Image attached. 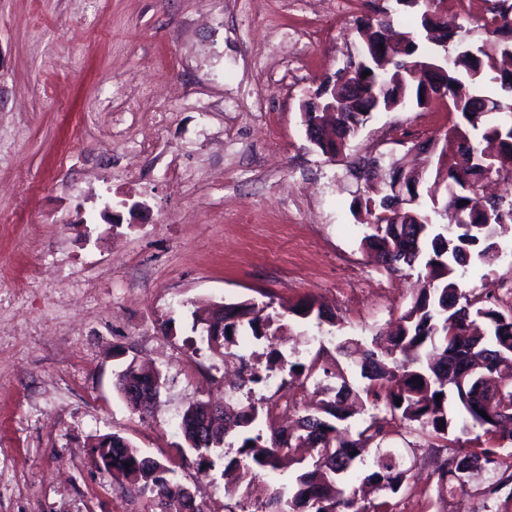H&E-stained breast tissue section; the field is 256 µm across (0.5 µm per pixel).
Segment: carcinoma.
Listing matches in <instances>:
<instances>
[{
    "instance_id": "cac0c4a2",
    "label": "carcinoma",
    "mask_w": 512,
    "mask_h": 512,
    "mask_svg": "<svg viewBox=\"0 0 512 512\" xmlns=\"http://www.w3.org/2000/svg\"><path fill=\"white\" fill-rule=\"evenodd\" d=\"M392 27L391 17H368L360 21L358 30L377 43ZM483 27L493 36L491 43L477 48L473 56L457 58L448 69V102L462 106V122L454 124L452 132L466 147L448 163L446 178L461 187L466 181H482L484 170L479 160L494 144L512 148L508 113L476 119L477 112L498 100L495 88L505 74L497 59H512V0H494ZM416 54L432 56L428 48L413 40L382 70L365 55L353 66L355 76L364 78L378 95L374 111L424 105L421 85L409 74ZM367 71L370 75L363 76ZM337 105L342 109L343 127L336 131V139L317 145L324 155L341 154L346 145L345 127L354 128L369 116L357 111L356 97L342 90ZM368 162L379 163L381 158L363 157L348 165V172L365 184L364 205L375 219L363 245L376 253L378 262L390 273L420 265L427 287L421 289L390 335L377 334L359 350L353 349L350 339L336 347L339 355L359 368L364 385H350L340 366L329 373L319 365L317 355L305 364L278 352L277 360L288 366V375L314 381L315 389L323 394L334 393L302 417L297 427L274 425L276 404H245L232 395L224 396V410L218 413L209 411V403L197 402L189 405L181 418L188 450L197 471L205 475L222 463L226 474L245 466L262 477L276 471L281 456L291 449H310L309 458L299 461L291 481L271 490L256 487L264 495L260 512H392L389 498L406 489L409 481V470L400 465L399 449L388 448L378 456V470L364 475L361 486H349L346 478L364 463L369 445H378L396 432L399 421L415 423L427 436L444 442L448 455L436 465L434 475L438 484L448 486V493L468 492L470 473L485 469L492 473V483L483 489V496L505 493L512 498V302L504 301L487 282L469 292L458 283L472 255L492 262L494 238L508 231L512 216L506 222L493 221L485 230L484 215L463 204L471 197L460 192L446 200L444 209L461 213L465 221H456L452 228L433 221L432 215L439 214L437 208L423 212L426 231L419 241L420 254L410 255L405 243L392 234L394 222L384 216L385 184L360 175ZM272 304L271 298L261 302L252 318L247 317L248 301L224 304L226 331L207 337V344L227 347L245 329L257 341H270L272 325L284 317L272 310ZM288 313L320 324L336 323L330 309L312 302L291 307ZM320 374L341 380L340 386L321 385L317 381ZM357 401L370 404L376 412L366 427L355 430L348 419ZM481 410L485 415L479 414ZM262 424L269 429L267 437ZM476 427L481 434L473 445L454 435L457 430L467 434ZM231 429L237 431L238 446L236 455L226 462L223 448ZM93 452L104 468L151 494L152 512H180L176 502L186 485L176 479L174 468L155 458L146 462V456L115 434L111 442L94 445Z\"/></svg>"
}]
</instances>
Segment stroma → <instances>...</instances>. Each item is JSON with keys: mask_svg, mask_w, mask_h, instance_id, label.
<instances>
[{"mask_svg": "<svg viewBox=\"0 0 512 512\" xmlns=\"http://www.w3.org/2000/svg\"><path fill=\"white\" fill-rule=\"evenodd\" d=\"M492 0L439 11L456 43L478 46ZM396 0H0V512H150L149 497L99 465L92 450L119 435L175 466L206 512H241L250 486L227 492L219 473L182 463L186 407L224 395L225 370L245 357L270 383L269 353L332 364L336 346L370 342L396 322L421 283L386 272L363 246L358 155L416 167L414 141L435 151L419 189L445 167L455 117L445 100L375 112L329 158L308 140L301 104L357 61L360 19ZM512 285V230L487 265L473 259L462 290ZM323 303L335 324L290 318L272 342L236 336L219 356L192 329L211 302ZM160 369L150 414L114 386L129 363ZM416 475L394 512H512L485 501L487 471L448 495L427 438L392 434Z\"/></svg>", "mask_w": 512, "mask_h": 512, "instance_id": "35a3bbf8", "label": "stroma"}]
</instances>
